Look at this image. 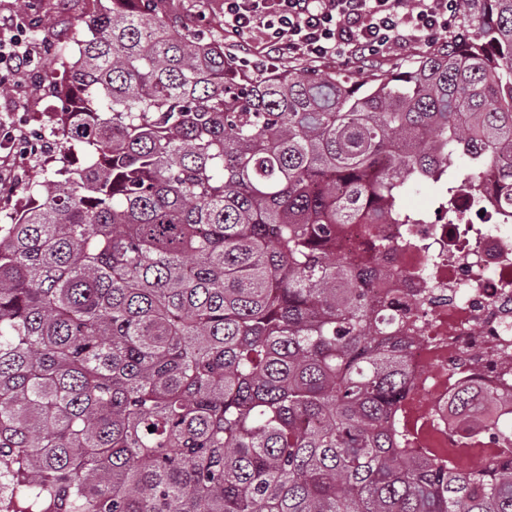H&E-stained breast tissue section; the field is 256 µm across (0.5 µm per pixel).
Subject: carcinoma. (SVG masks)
<instances>
[{
	"label": "carcinoma",
	"mask_w": 512,
	"mask_h": 512,
	"mask_svg": "<svg viewBox=\"0 0 512 512\" xmlns=\"http://www.w3.org/2000/svg\"><path fill=\"white\" fill-rule=\"evenodd\" d=\"M77 158L0 224V512H512V447L463 467L401 447L399 315L341 224H416L502 169L512 207V0H462V38L364 89L291 69L230 82L224 43L159 0H92ZM448 397L456 441L491 421Z\"/></svg>",
	"instance_id": "carcinoma-1"
}]
</instances>
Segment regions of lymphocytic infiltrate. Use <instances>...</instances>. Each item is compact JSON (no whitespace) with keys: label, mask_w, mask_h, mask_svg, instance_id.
I'll return each instance as SVG.
<instances>
[{"label":"lymphocytic infiltrate","mask_w":512,"mask_h":512,"mask_svg":"<svg viewBox=\"0 0 512 512\" xmlns=\"http://www.w3.org/2000/svg\"><path fill=\"white\" fill-rule=\"evenodd\" d=\"M460 0H224V30L247 43L261 31L265 56L236 59L235 74L260 75L283 60L304 58L379 59L417 43L433 44L453 33ZM47 57L17 32L12 19L0 22V83L44 67Z\"/></svg>","instance_id":"1"}]
</instances>
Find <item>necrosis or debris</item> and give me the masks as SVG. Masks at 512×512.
<instances>
[{"mask_svg":"<svg viewBox=\"0 0 512 512\" xmlns=\"http://www.w3.org/2000/svg\"><path fill=\"white\" fill-rule=\"evenodd\" d=\"M487 223H448L437 213L420 224H381L392 244L373 283L403 316L390 331L412 390L393 409L405 447L456 460L448 396L466 382L497 397L512 418V209L481 196Z\"/></svg>","mask_w":512,"mask_h":512,"instance_id":"obj_1","label":"necrosis or debris"}]
</instances>
